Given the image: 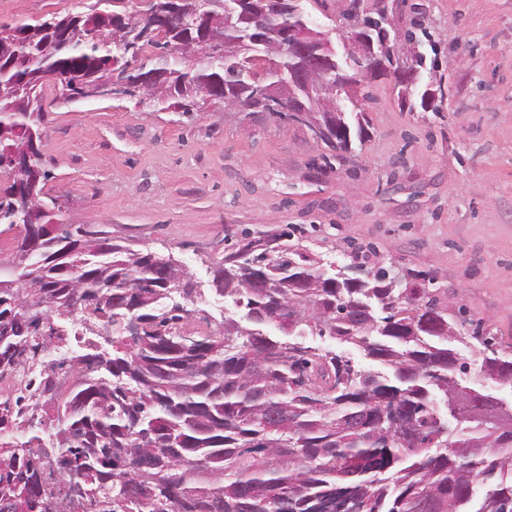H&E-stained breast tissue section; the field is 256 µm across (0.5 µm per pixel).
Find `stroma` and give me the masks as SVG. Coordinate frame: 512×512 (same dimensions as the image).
Instances as JSON below:
<instances>
[{"instance_id":"stroma-1","label":"stroma","mask_w":512,"mask_h":512,"mask_svg":"<svg viewBox=\"0 0 512 512\" xmlns=\"http://www.w3.org/2000/svg\"><path fill=\"white\" fill-rule=\"evenodd\" d=\"M95 0H0L1 21L89 13ZM402 31L424 22L445 95L426 112L372 81L366 134L345 159L307 128L240 122L213 109L174 122L133 103H62L48 114L45 190L67 224H106L116 243L174 258L198 288L191 325L221 331L244 308L211 288V265L241 230L297 229L320 264L427 271L450 307L512 344V0H402Z\"/></svg>"}]
</instances>
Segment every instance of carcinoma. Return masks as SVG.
I'll return each instance as SVG.
<instances>
[{
	"label": "carcinoma",
	"mask_w": 512,
	"mask_h": 512,
	"mask_svg": "<svg viewBox=\"0 0 512 512\" xmlns=\"http://www.w3.org/2000/svg\"><path fill=\"white\" fill-rule=\"evenodd\" d=\"M121 0H96L86 14L53 16L34 24L0 23V172L9 173L14 150L32 155L22 188L36 209L25 227L11 208L15 185L0 188V224L20 228L16 252L34 248L15 270L0 263V279L21 287L0 292V373L20 359L38 357L49 336L66 344L65 323L92 319L112 327L107 351L94 342L85 352L53 363L73 376L61 392L40 381L38 423L21 436L0 433V512H319L353 501L361 512H512V424L495 426L465 416L448 429L440 405L455 393L480 392L459 383L469 363L446 348L461 336L483 349L481 372L512 382V344L467 328L424 271L398 274L392 266L359 269L354 277H326L281 231L245 229L213 262L212 290L247 310L254 328L224 319V331L188 330L194 301L187 278L166 287L151 253L112 241L91 224L54 221L59 198L44 192L51 171L42 140L45 82L54 81L66 104L81 101L86 86L121 74L112 99L144 112H174L189 120L226 98L243 97L263 115L291 121L267 102L265 85L288 76V59L257 40L249 15L236 12L227 42L249 45L239 55L196 62L165 53L186 36L199 37V17L188 13L158 25L131 52L113 28L151 18L113 10ZM201 10L222 15L234 0H201ZM285 19L315 29L300 0H284ZM350 0L345 25L359 22L383 46L391 29L388 7L358 13ZM416 53L408 63L416 92L423 71L439 68ZM320 138L332 156L362 136L363 111L328 112ZM140 323L130 344L124 324ZM274 325L277 336L259 330ZM362 350L393 369L394 379L351 360L292 340L304 331Z\"/></svg>",
	"instance_id": "cac0c4a2"
}]
</instances>
